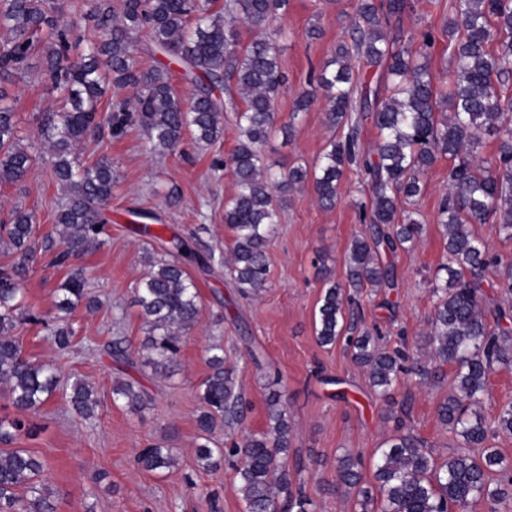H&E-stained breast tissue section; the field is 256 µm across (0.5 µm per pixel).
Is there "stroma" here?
Listing matches in <instances>:
<instances>
[{
  "mask_svg": "<svg viewBox=\"0 0 512 512\" xmlns=\"http://www.w3.org/2000/svg\"><path fill=\"white\" fill-rule=\"evenodd\" d=\"M358 0H289L288 10L270 27L277 32L279 62L288 77L275 100L280 124H292L291 135L275 133L265 153L277 167H313L335 132L325 118L323 102L292 118L295 98L306 88L338 42L347 39ZM401 20L403 35L419 47L422 33L435 44L428 63L435 75L452 70L446 50V24L454 16V0H411ZM321 35L312 39L311 28ZM17 97L19 134L24 144L41 150L40 123L58 108L50 83L39 64L9 85ZM233 112H226L222 141L199 147L185 143L181 152L152 151L147 134L138 127L121 138L109 132L89 136L78 149L84 161L100 157L112 162L114 185L109 221L101 243L78 259L88 276L87 289L97 306L78 307L69 323L75 333L72 348L58 352L47 323L55 315L56 291L68 268L51 264L37 253L24 280L26 305L42 323L19 322L14 336L24 353L61 368L64 376L88 382L99 406L94 419L75 414L65 392H57L29 415L33 433L18 437L16 447L42 457L47 481L56 494L57 512H244L234 493L237 480L231 462L215 470L200 469L195 458L199 442V386L209 372L207 351L219 345L233 367L244 395L243 419L233 428L217 425V446L240 440L267 427L266 399L283 394L290 425L286 456L310 501V512H353L349 495L336 486V460L347 452L361 454L364 471H371L378 448L401 430H412L436 459L460 453L462 441L439 421L438 405L455 385L454 366L442 367L425 385L401 378L389 395L374 393L366 373L352 360L345 341L329 346L316 340L314 319L324 278L346 283L345 253L351 240L366 234L356 219L357 203L369 192L358 169L345 170L341 198L333 209H322L311 185L295 189L267 249V284L258 297L242 298L227 262L232 232L224 224V202L235 191L224 160L236 145ZM448 161L428 173L417 202L424 226L416 247L390 256L396 288L359 290V327L380 334L385 349L407 346L419 351L434 313L433 288L443 285L444 240L436 218L448 185ZM64 194L52 177L48 159H38L31 174L13 185L0 186V220L14 208L35 216V237L60 239L54 215ZM153 214L159 239L139 233L140 213ZM212 253L209 266H190L201 300L196 326L184 337L181 354L168 375L143 364L141 343L149 326L134 303L135 290L151 260L172 258L174 241ZM122 339L128 358L116 360L107 346ZM135 381L150 401L140 413L128 412L112 398L113 386ZM156 443L172 449L175 467L163 473L142 472L134 457Z\"/></svg>",
  "mask_w": 512,
  "mask_h": 512,
  "instance_id": "stroma-1",
  "label": "stroma"
}]
</instances>
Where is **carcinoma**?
<instances>
[{
    "instance_id": "carcinoma-1",
    "label": "carcinoma",
    "mask_w": 512,
    "mask_h": 512,
    "mask_svg": "<svg viewBox=\"0 0 512 512\" xmlns=\"http://www.w3.org/2000/svg\"><path fill=\"white\" fill-rule=\"evenodd\" d=\"M408 0H359L350 40L336 47L317 78V89L304 90L294 114L305 112L321 91L327 123L346 127V135L330 140L313 170L291 167L276 172L265 163L263 149L275 130V97L286 77L279 66L276 39L268 21L288 9V0H229L224 13L209 11L206 0H121V21L113 23L110 0H92L87 18L105 33L78 61L69 57L71 28L64 21V4L56 0H0V77L7 81L30 67L40 56L60 109L42 120L39 137L50 149L54 178L70 193L57 210L62 225V248L53 263L66 265L105 234V208L112 197V162L102 157L81 163L75 146L106 124L115 138L129 129H144L152 149L180 151L186 135L196 144L212 145L224 139L226 102L214 88L235 91L242 108L235 112L237 145L224 165L230 167L236 192L224 203V223L233 231L235 283L245 298L257 296L267 284L266 248L276 232L279 211L287 195L312 182L318 203L335 205L344 169H362L370 201L356 206V217L368 226V236L352 240L346 256L348 286L329 279L315 314L316 338L323 346L335 344L345 328L344 311L355 290L395 288L394 269L381 262V253L412 248L423 227L405 206L421 195L423 177L441 158L448 157V196L439 208V226L445 240V287L438 294L430 328L424 336L430 363L457 365L454 391L438 406L440 422L460 437L466 448L435 459L423 439L411 431L394 435L378 450L373 477L378 497L367 487L361 459L348 452L337 458L339 482L355 494V512H462L485 501L491 512L512 504V459L488 448L489 433L512 435V400L500 405L493 426L480 413L489 378L498 368H512V332L502 322L512 310L499 307L494 322L482 309L483 282L509 298L512 273L501 272L502 260L490 254L472 236L470 224L492 222L512 238V0H455L456 20L446 25L448 51L454 64L448 87L440 85L427 63L432 33L412 50L400 28ZM245 23L253 32L241 46L224 15ZM148 34L155 52L176 58L190 77L189 97L178 96L169 71L142 70L133 51L140 33ZM378 74L372 88L354 78L359 67ZM137 90L135 102L115 100L101 113L105 86ZM369 112L378 129L374 148L359 140L353 113ZM495 139L490 158L480 156L485 137ZM33 156L21 144L14 121V96L0 85V185L23 181ZM35 217L21 209L11 211L0 226V242L15 251L9 271H0V392H5L18 416L0 418V512H56L54 493L46 487L47 462L24 448H15L18 436L31 432L24 414L34 412L56 392H69L72 410L84 419L95 416L98 399L80 379L63 380L59 369L27 358L13 338L19 317L39 318L24 307L23 279L36 251ZM182 258L161 259L140 281L135 303L149 326L142 343L144 365L165 373L181 350L179 333L196 325L199 293L184 260L204 262L197 251L179 245ZM85 273L70 272L57 291L56 316L50 328L52 342L62 352L73 344L68 322L81 304L95 306L85 292ZM354 363L362 367L371 386L386 395L403 374L419 382L431 379L429 363L402 350L380 349L378 337L368 331L346 337ZM209 373L199 395L204 410L197 417L205 434L195 450L198 467L210 470L224 458L238 462L234 491L245 512H308L309 500L293 488L284 461L288 452V417L282 393L267 398L268 427L249 433L227 448L211 447L217 420L231 426L242 419V392L234 371L224 367V348L208 350ZM114 400L132 413L141 412L148 395L126 382L112 389ZM136 469L160 473L172 469L176 458L160 445L142 448L134 458ZM30 497L20 494V489Z\"/></svg>"
}]
</instances>
